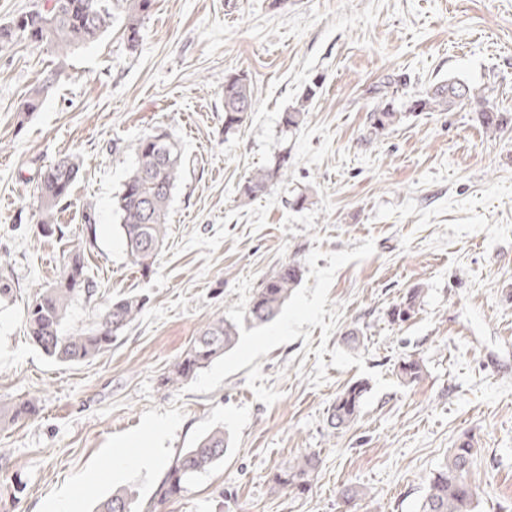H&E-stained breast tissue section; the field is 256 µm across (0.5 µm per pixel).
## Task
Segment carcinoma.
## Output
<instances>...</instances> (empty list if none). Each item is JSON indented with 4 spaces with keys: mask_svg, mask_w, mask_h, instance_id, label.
Segmentation results:
<instances>
[{
    "mask_svg": "<svg viewBox=\"0 0 512 512\" xmlns=\"http://www.w3.org/2000/svg\"><path fill=\"white\" fill-rule=\"evenodd\" d=\"M152 2L129 0L125 32L127 42L133 48L139 44L141 25ZM110 23L111 13L106 0H44L35 3L31 10L0 24V53L20 42H28L66 54L99 40ZM46 89L44 84L33 89L20 111H38ZM476 100L485 102L487 98L476 95L467 82L451 77L415 96L403 111L391 102L373 109L370 124L379 130L400 122L405 112L449 111ZM252 108L253 94L246 76L225 75L224 133L240 126ZM479 119L487 130H496L504 123L503 114L492 106L484 107L479 112ZM133 151L136 163L115 196V205L127 254L135 265L146 270L152 266L166 239L173 191L182 176L184 159L179 144L164 130L140 136L133 145ZM287 169L288 156H279L274 166L258 169L247 177L241 195L255 199L268 194L272 186L284 181ZM78 171L77 158L65 155L55 160L41 177L38 188L44 226H49L54 208L69 195ZM301 279L302 270L298 264L280 266L256 289L247 308L248 319L256 325L273 321ZM94 292L93 283L85 277L84 257L75 253L64 262L59 280L40 289L28 301L29 336L49 357L67 363L95 356L112 345V339L121 335L145 306L142 296L128 294L112 300L95 325L72 333L65 332L63 321L75 296L83 293L91 297ZM421 293L422 289L414 288L405 299L393 305L389 310L390 321L396 323L410 319L420 304ZM237 338V324L222 317L212 319L176 363L166 383L174 386L190 377L224 355L235 345ZM398 372L400 378L410 384L420 379L422 366L418 360L408 357L399 362ZM366 391V383L356 381L336 396L327 416V426L331 431L346 428L356 419ZM36 412L35 400L28 398L13 406L11 419L14 422L29 419ZM227 447L228 440L221 428L199 438L170 466L160 501L180 495L192 478L224 458ZM476 456L473 440L457 441L430 480L419 512H475L477 489L470 480V473ZM319 465L318 455L302 456L277 473L275 482L303 493ZM132 504V494L120 489L102 500L97 512H133Z\"/></svg>",
    "mask_w": 512,
    "mask_h": 512,
    "instance_id": "carcinoma-1",
    "label": "carcinoma"
}]
</instances>
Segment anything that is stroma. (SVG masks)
Wrapping results in <instances>:
<instances>
[{"instance_id": "1", "label": "stroma", "mask_w": 512, "mask_h": 512, "mask_svg": "<svg viewBox=\"0 0 512 512\" xmlns=\"http://www.w3.org/2000/svg\"><path fill=\"white\" fill-rule=\"evenodd\" d=\"M110 5L97 42L0 54V279L13 288L0 298V411L39 401L32 419L0 425V512H94L118 488L138 512H418L466 434L476 512H512V0H154L134 48L127 0ZM54 70L40 110L20 115ZM230 73L247 77L255 104L228 133ZM451 77L504 113L499 131L473 104L371 127L383 98L399 107ZM300 105L303 123L284 133L282 113ZM157 129L187 167L144 272L113 199L133 143ZM71 152L82 167L43 230L37 185ZM282 152L287 180L245 199L246 177ZM297 194L304 207L289 205ZM73 250L97 288L71 304L65 331L128 292L146 304L107 350L61 363L27 336L25 311ZM289 262L302 279L279 316L247 322L256 288ZM413 288L415 314L391 323ZM217 316L237 323L235 346L165 384ZM407 356L423 365L412 384L397 374ZM357 380L368 391L354 424L330 432L328 409ZM156 420L154 465L97 472L125 437L151 439ZM217 427L223 459L160 501L173 461ZM309 452L321 458L309 490L275 486L273 473ZM344 485L364 491L355 508L336 495Z\"/></svg>"}]
</instances>
